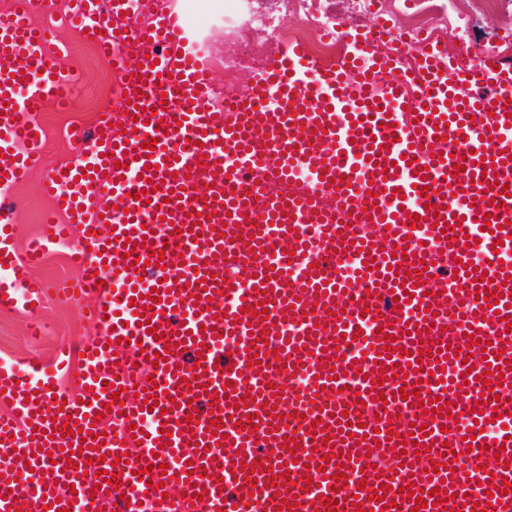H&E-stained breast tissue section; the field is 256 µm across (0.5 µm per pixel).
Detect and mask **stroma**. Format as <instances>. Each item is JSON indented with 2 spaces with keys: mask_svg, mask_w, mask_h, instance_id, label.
<instances>
[{
  "mask_svg": "<svg viewBox=\"0 0 512 512\" xmlns=\"http://www.w3.org/2000/svg\"><path fill=\"white\" fill-rule=\"evenodd\" d=\"M185 22L200 31L199 45L210 52V60L215 68V88L223 90L224 61L242 52L240 40L227 36L225 32L229 18L217 20L213 16L192 11L187 14ZM469 27L471 36L455 41V49H466L473 54L496 50L512 55V0H501L496 13L470 20ZM59 37L69 47L61 61L62 68L77 70L80 78L69 110L59 111L49 105L41 115L45 130L44 150L51 165L75 161L76 156L66 136L68 127L75 123H89L91 106H103L112 101L110 77L92 47L70 29L61 30ZM45 177V171H36L13 193L17 202L14 211L16 249H23L42 230L43 214L49 206L41 193V183ZM74 274V269L66 260V250L62 247L52 250L44 263L36 268V277L47 288V294L37 311L43 323L38 334H30L27 329L28 313L0 309V359L20 365L39 362L50 372L54 369L53 357L57 350L65 346H78L95 336V328L86 321L87 304H62L56 299V289Z\"/></svg>",
  "mask_w": 512,
  "mask_h": 512,
  "instance_id": "35a3bbf8",
  "label": "stroma"
}]
</instances>
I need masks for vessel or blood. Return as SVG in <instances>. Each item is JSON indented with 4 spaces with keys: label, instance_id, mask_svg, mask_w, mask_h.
<instances>
[{
    "label": "vessel or blood",
    "instance_id": "vessel-or-blood-1",
    "mask_svg": "<svg viewBox=\"0 0 512 512\" xmlns=\"http://www.w3.org/2000/svg\"><path fill=\"white\" fill-rule=\"evenodd\" d=\"M47 13V0H14L0 13V259L11 274L0 284V307L42 302L31 271L53 244H66L79 276L57 297L91 299L98 334L82 349L72 390L39 364L21 371L0 362V403L9 407L0 415V457L13 459L0 466V512L35 501L42 512H141L144 501L153 512H218L226 503L236 512H314L317 497L339 494L346 512H410L409 496L378 502L382 480L428 492L449 478L453 493L423 512H512V493L485 487L492 477L512 482V415L473 410L486 389L503 395L512 381V370L486 376L477 344L487 334L492 351L512 361V278L499 263L512 253V166L493 161L512 156V64L482 51L463 67L426 40L409 66L402 54L377 50L388 33L381 21L331 66L288 44L216 108L208 61L184 50V18L163 0H74L65 27L92 36L103 62L125 74L136 110L120 120L103 113L93 133L74 128L71 140L90 146L73 168L51 169L46 230L19 255L8 231L11 192L43 163L40 112L64 104L76 83L57 65L66 43L35 24ZM142 190L146 201L135 200ZM429 203L440 206L439 218L412 227ZM490 213L505 230L485 231ZM455 216L461 226L444 234ZM171 226L176 244L167 248ZM158 249L163 275L144 277L142 264ZM477 253L484 282L459 269ZM397 255L399 276L388 270ZM419 260L430 273L421 284L412 274ZM485 290L499 293L496 307L479 299ZM255 303L266 313L250 312ZM389 324L398 331L390 343L379 332ZM339 329L356 346H337ZM422 330L440 342L438 357L416 359ZM376 367L385 400L356 405L357 392L373 391ZM298 374L311 380L301 393L292 383ZM463 377L467 391L455 394L450 382ZM405 379L420 383L418 395L402 398ZM109 381L120 394L106 389ZM341 392L346 402L337 401ZM439 397L450 414L427 421L421 404ZM147 399L156 410H143ZM215 406L223 428L213 436L206 428ZM190 412L196 422L187 426ZM252 415L259 429L251 433L240 423ZM280 415L287 425H278ZM318 420L328 432L313 429ZM61 421L69 435L57 434ZM491 421L492 436L483 432ZM138 427L147 434L140 442ZM468 428L500 456L482 470L449 471L448 461L469 449ZM410 432L431 452L401 453ZM289 437L296 452L284 447ZM91 438L96 448L81 449ZM127 452L132 462H123ZM151 457L158 467L139 480ZM110 468L121 475L115 489L99 478ZM342 470L350 480L340 493L333 476Z\"/></svg>",
    "mask_w": 512,
    "mask_h": 512
}]
</instances>
